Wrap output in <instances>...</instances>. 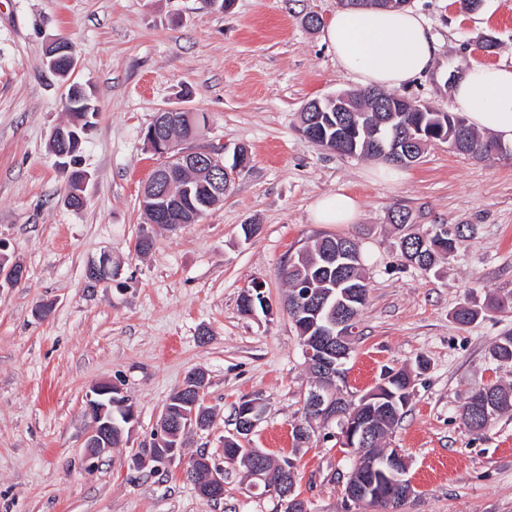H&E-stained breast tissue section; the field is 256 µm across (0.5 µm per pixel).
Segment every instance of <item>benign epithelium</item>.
Instances as JSON below:
<instances>
[{"label":"benign epithelium","instance_id":"benign-epithelium-1","mask_svg":"<svg viewBox=\"0 0 512 512\" xmlns=\"http://www.w3.org/2000/svg\"><path fill=\"white\" fill-rule=\"evenodd\" d=\"M45 63L47 67L56 72L62 67L73 70L75 68V57L71 47L63 40L54 42L46 54ZM306 112H357L354 99L346 94L328 96L323 99H314L304 106ZM384 111L394 113L390 121L398 120V112H432L434 108L427 104L404 103L400 100L384 103ZM199 125L203 124L201 115L195 112H187L179 108H165L156 113L153 125L149 128L146 139L152 152L159 158V165L145 183L141 200L143 209L152 217V219H163L167 214L174 210L182 208V200L178 196H173L164 186L165 178L175 171L186 169H200L202 174L211 172L212 163L216 160V153L205 149H191L181 146V142L167 135V132L180 125ZM302 134L316 145L334 151L340 154H347L350 143L356 141L360 135L358 128L350 127L348 129L336 132V140H331L327 136L326 129L317 126L311 122H306L302 127ZM423 132L416 129L407 133L404 140L394 139L386 148L381 151L386 157L395 160L401 165L410 166L418 162L421 154L417 149L422 144L429 141L440 140L448 143L449 147L457 150L460 147L454 139L447 137L431 135L422 138ZM51 142L62 145V148L56 152V157L60 166L65 170H70V158L76 148L82 142L80 135L68 125L55 127L51 132ZM252 162L249 153L244 152L237 147L233 152L232 164L227 166L218 163V167L224 172V181L209 178L211 187L208 188L210 197L219 198L224 193V189L230 185L232 179L239 173L247 170ZM24 279V269L0 268V288L7 284L17 286ZM327 301L318 304L315 314H325V327L320 330L323 336L322 352L316 354L312 349H307V357L320 361L323 365L322 372L331 378L338 380L343 378L341 369L342 360L349 357L350 345L349 329L347 326L351 320L341 309L326 307ZM205 386H183L178 393L191 391L192 400L186 403L189 410L184 412L186 417V429L196 427L197 421L204 414L210 412L204 401ZM120 392L116 386L107 383L99 384L92 388L87 395V411L91 416V425L88 430L85 448L87 459H98L112 449V394ZM170 423L169 409H164L159 419V434L155 439L151 455L158 463H166L174 460L180 455V450L172 448L168 444V428ZM368 438V424L356 416L350 417V422L344 425V431L341 433V443L348 450V454L360 461V465L370 469L374 474V479L370 483L363 484L358 479V471H353L347 475L345 494L347 500L354 505L361 507L367 506L370 499H377L385 496L398 494L404 498H409L413 493V484L408 478L409 465L405 455L400 449L394 448L392 452L382 458H373L365 455L364 446ZM264 453L259 448H248L242 458V462L247 465L251 478L263 484L264 490L278 498L284 512H293L298 507L300 498L291 497V493L282 489V480L275 478L263 464ZM192 467L200 471L204 479L200 483V488L209 493L220 497L224 495V468L212 465L208 459H194Z\"/></svg>","mask_w":512,"mask_h":512}]
</instances>
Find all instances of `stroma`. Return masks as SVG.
<instances>
[{"instance_id": "stroma-1", "label": "stroma", "mask_w": 512, "mask_h": 512, "mask_svg": "<svg viewBox=\"0 0 512 512\" xmlns=\"http://www.w3.org/2000/svg\"><path fill=\"white\" fill-rule=\"evenodd\" d=\"M339 0H235L229 11L201 0H0V242L24 281L0 288V512H281L277 499L226 466L224 497L204 498L185 470L198 455L224 460L241 398L263 416L247 442L278 457L297 453L295 493L308 512H347L351 459L335 420H306L314 382L279 276L318 237L358 239L370 294L355 324L341 385L351 403L382 370L427 362L409 411L387 438L409 463L414 493L402 512H512V415L479 435L460 418L466 393L512 384L491 344L512 329V310L468 325L454 311L467 297L512 291V157L479 159L429 145L396 180H375L374 160L321 148L299 129L305 104L357 82L337 64L309 15L329 19ZM437 43L434 69L397 95L456 111L447 68L512 64V0H413ZM75 46L78 81L99 108L82 148L90 173L85 204L66 202L68 175L49 148L66 123L64 84L45 50ZM207 116L190 148L246 146L249 170L193 224L145 225L143 186L157 159L144 135L157 112ZM346 191L361 209L351 224H316L320 196ZM415 230L472 227L470 238L431 271L405 265L395 213ZM257 225L244 238L243 224ZM149 232L148 253L135 245ZM112 258V280L87 269ZM264 285L270 312L240 314L239 298ZM207 378L208 430L191 431L171 463L151 460L157 422L187 374ZM119 387L136 420L123 441L91 464L86 396ZM311 439L295 448L292 428ZM139 467H130L132 456Z\"/></svg>"}]
</instances>
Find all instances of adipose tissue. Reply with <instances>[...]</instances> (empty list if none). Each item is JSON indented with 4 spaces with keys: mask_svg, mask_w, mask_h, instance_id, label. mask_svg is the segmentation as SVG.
<instances>
[{
    "mask_svg": "<svg viewBox=\"0 0 512 512\" xmlns=\"http://www.w3.org/2000/svg\"><path fill=\"white\" fill-rule=\"evenodd\" d=\"M338 65L362 85L394 89L430 72L437 45L422 16L412 9L339 8L323 28ZM448 93L475 129L512 142V66L472 64L448 81ZM359 201L338 191L317 198V224H350Z\"/></svg>",
    "mask_w": 512,
    "mask_h": 512,
    "instance_id": "obj_1",
    "label": "adipose tissue"
}]
</instances>
